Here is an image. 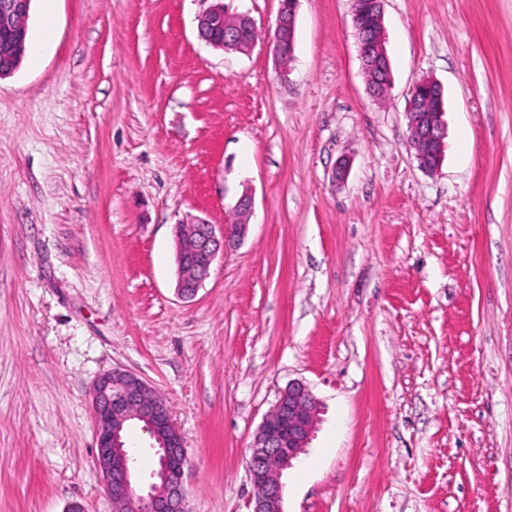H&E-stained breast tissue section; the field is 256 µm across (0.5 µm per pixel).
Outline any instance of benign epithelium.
<instances>
[{
	"instance_id": "1",
	"label": "benign epithelium",
	"mask_w": 512,
	"mask_h": 512,
	"mask_svg": "<svg viewBox=\"0 0 512 512\" xmlns=\"http://www.w3.org/2000/svg\"><path fill=\"white\" fill-rule=\"evenodd\" d=\"M31 0H0V62H14L27 47ZM298 0H288L280 8L270 46L276 57L293 59L296 7ZM237 19L221 2L197 19L199 38L224 49V36L236 37L228 19ZM362 70L372 72L389 65L382 38L373 44L358 38ZM408 141L419 166L436 170L442 162L446 126L441 112H408ZM253 209V199L245 192L239 198L235 219L218 228L208 219L195 216L176 225L177 290L184 298L193 297L210 274V269L226 243L243 237ZM95 421L96 464L104 490L114 512H188L186 508L183 439L173 425L166 403L155 396L138 374L115 368L99 377L92 395ZM146 415L150 438L158 439L155 448L158 468L151 473L154 481L143 490L136 485L137 450L124 435L125 423ZM317 401L303 383L294 382L280 392L272 409L264 417L252 448L249 478L254 488L253 512H282L281 474L305 452L316 423Z\"/></svg>"
}]
</instances>
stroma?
I'll use <instances>...</instances> for the list:
<instances>
[{
    "mask_svg": "<svg viewBox=\"0 0 512 512\" xmlns=\"http://www.w3.org/2000/svg\"><path fill=\"white\" fill-rule=\"evenodd\" d=\"M210 4L33 0L39 58L0 79V512H113L91 398L115 367L166 400L189 512H252L295 381L319 414L283 512H512V0H384L383 103L352 0H299L288 67L200 40ZM246 191V236L180 298L176 225ZM385 30L382 38L375 36L372 45H368L365 38H358V53L362 64L363 73L365 71L373 72L376 69H384L389 66V58L386 51L382 47V41H385ZM412 112H406L408 141L415 151L419 166L426 171L436 170L442 162L446 126L445 96L442 102L419 92L413 99Z\"/></svg>",
    "mask_w": 512,
    "mask_h": 512,
    "instance_id": "stroma-1",
    "label": "stroma"
}]
</instances>
